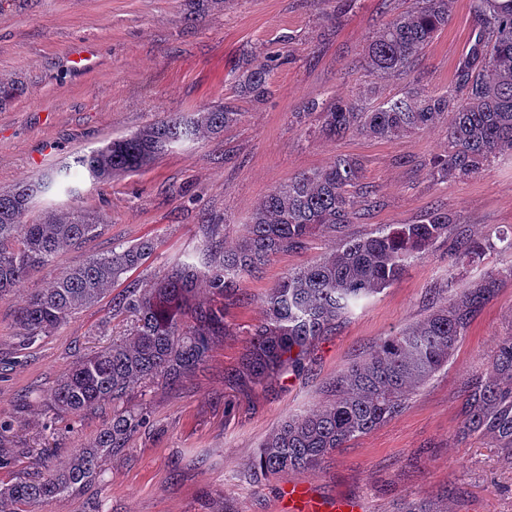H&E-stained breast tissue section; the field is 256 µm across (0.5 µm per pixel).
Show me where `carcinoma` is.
<instances>
[{"mask_svg": "<svg viewBox=\"0 0 512 512\" xmlns=\"http://www.w3.org/2000/svg\"><path fill=\"white\" fill-rule=\"evenodd\" d=\"M470 8L476 28L451 85L375 104L330 102L321 111V132L330 138L358 133L392 139L450 112L448 151L429 162L440 180L479 174L497 155L511 152L512 0H471ZM448 21V0H414L394 13L365 49L369 76L379 81L410 72ZM267 87L268 64L262 62L248 70L238 93L258 98ZM239 116L229 105L203 107L187 117L175 113L76 155L73 167L94 182H107L140 171L177 143L218 134ZM360 180V163L350 157L295 176L261 200L230 250L224 249V225H205L204 266L177 264L149 287L127 289L115 304V312L131 318L127 333L76 362L52 392L54 410L77 414L105 401L119 405L138 384L177 385L193 376L208 362L217 340L233 333L227 301L239 296L245 279L280 253L306 249L313 235L353 223L354 188ZM44 188V182L34 181L0 191V299L53 263L63 249L98 234L97 216L78 209L48 210L38 223H22L32 197ZM454 223L447 210L436 208L419 224H391L346 239L327 257L287 272L264 296V317L250 330L242 361L224 382L248 392L304 368L310 349L333 334L344 314L398 281ZM491 246L488 239L456 238L455 265L477 262ZM154 249V242L144 239L64 269L19 312L21 349L98 301ZM505 279L512 280V264L457 289L424 320L385 337L368 358L336 378L331 399L289 417L261 443L250 476L259 480L314 470L350 441L395 418L408 396L448 365ZM147 419L134 407L113 412L109 427L88 447L74 449L64 468L20 476L0 489V512H25V506L101 481L103 457L124 447ZM459 433L490 437L512 464V336L498 345L490 372L468 382ZM13 438L12 425L0 422V469L13 465L14 450L7 448Z\"/></svg>", "mask_w": 512, "mask_h": 512, "instance_id": "obj_1", "label": "carcinoma"}]
</instances>
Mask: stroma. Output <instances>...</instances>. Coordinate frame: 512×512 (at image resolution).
Here are the masks:
<instances>
[{
  "label": "stroma",
  "instance_id": "35a3bbf8",
  "mask_svg": "<svg viewBox=\"0 0 512 512\" xmlns=\"http://www.w3.org/2000/svg\"><path fill=\"white\" fill-rule=\"evenodd\" d=\"M413 0H224L193 21L185 0H0V77L20 88L0 106V191L43 180L25 215L34 223L51 208L99 213L102 226L86 243L68 247L0 300V421L17 430L21 448L0 487L31 471L30 448H52L53 464L90 445L112 420L104 403L77 415H52L49 396L76 358L122 334L112 315L128 286L148 287L164 266L200 261L206 221L223 219L233 242L261 199L295 175L349 156L363 167L372 206L354 223L313 236L304 251L277 255L246 279L230 307L235 335L216 343L208 365L190 380L146 382L129 400L147 412L151 432L135 435L104 462L102 482L62 495L35 512H289V483L310 484L322 499L346 498L360 512H401L429 500L444 512H512V465L492 440L461 437L468 379L487 371L497 344L512 336V281L480 310L447 367L420 386L395 418L327 457L312 471L255 482L247 472L265 437L285 418L326 403L336 377L380 341L416 324L449 289L512 264V154L481 174L444 182L428 164L448 148L447 120L391 140L317 131L329 96L349 100L367 86L363 51L388 11ZM474 21L470 0H451L447 28L406 76L380 83L383 97L415 87H448ZM90 50L93 64L71 69L72 52ZM280 62L268 94L242 99L237 87L267 53ZM232 103L239 122L219 134L186 141L139 173L96 183L60 170L77 153L155 123L170 112ZM458 219L452 236L495 243L466 268L454 267L450 239L434 244L406 273L369 296L316 343L304 371L284 384L244 394L224 383L264 316L262 299L286 272L319 260L336 241L388 224L421 222L434 208ZM142 239L154 253L102 298L78 310L51 335L15 356L16 316L27 298L65 268L91 255Z\"/></svg>",
  "mask_w": 512,
  "mask_h": 512
}]
</instances>
